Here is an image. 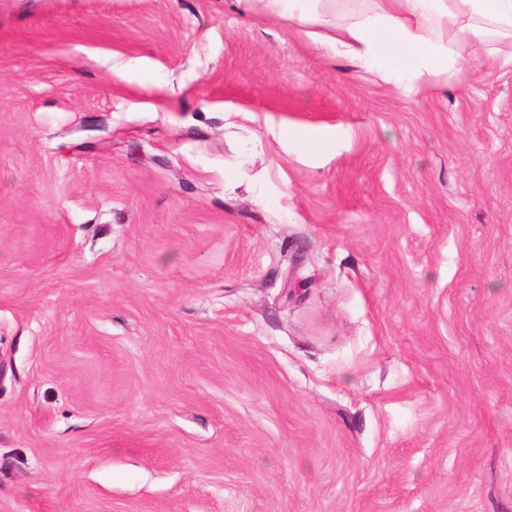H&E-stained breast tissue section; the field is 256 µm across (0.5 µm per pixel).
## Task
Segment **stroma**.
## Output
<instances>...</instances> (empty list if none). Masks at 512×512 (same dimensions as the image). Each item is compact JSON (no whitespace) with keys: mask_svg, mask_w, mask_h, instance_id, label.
I'll return each mask as SVG.
<instances>
[{"mask_svg":"<svg viewBox=\"0 0 512 512\" xmlns=\"http://www.w3.org/2000/svg\"><path fill=\"white\" fill-rule=\"evenodd\" d=\"M465 49L406 96L249 0H0V512H512Z\"/></svg>","mask_w":512,"mask_h":512,"instance_id":"stroma-1","label":"stroma"}]
</instances>
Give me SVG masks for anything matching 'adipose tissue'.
Returning a JSON list of instances; mask_svg holds the SVG:
<instances>
[{"label": "adipose tissue", "mask_w": 512, "mask_h": 512, "mask_svg": "<svg viewBox=\"0 0 512 512\" xmlns=\"http://www.w3.org/2000/svg\"><path fill=\"white\" fill-rule=\"evenodd\" d=\"M262 11L294 15L308 35L334 43L346 57L407 90L425 75L480 69L462 44L434 39L456 28L473 37L512 33V0H372L371 7L336 21V0H257Z\"/></svg>", "instance_id": "obj_1"}]
</instances>
